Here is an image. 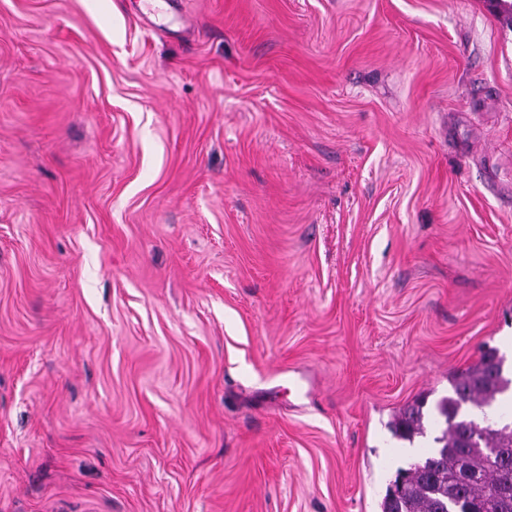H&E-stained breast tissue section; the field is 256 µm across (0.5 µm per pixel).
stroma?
Returning a JSON list of instances; mask_svg holds the SVG:
<instances>
[{
	"label": "stroma",
	"instance_id": "1",
	"mask_svg": "<svg viewBox=\"0 0 512 512\" xmlns=\"http://www.w3.org/2000/svg\"><path fill=\"white\" fill-rule=\"evenodd\" d=\"M486 346L485 0H0V512H380Z\"/></svg>",
	"mask_w": 512,
	"mask_h": 512
}]
</instances>
